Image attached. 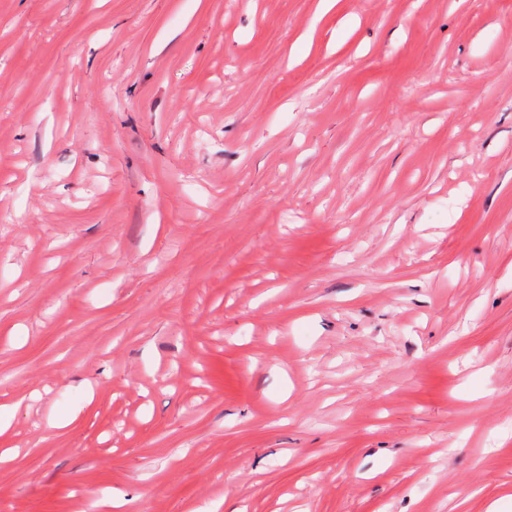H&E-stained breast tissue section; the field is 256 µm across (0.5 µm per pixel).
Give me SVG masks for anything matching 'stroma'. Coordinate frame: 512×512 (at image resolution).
<instances>
[{
    "label": "stroma",
    "mask_w": 512,
    "mask_h": 512,
    "mask_svg": "<svg viewBox=\"0 0 512 512\" xmlns=\"http://www.w3.org/2000/svg\"><path fill=\"white\" fill-rule=\"evenodd\" d=\"M2 405L0 512H512V0H0Z\"/></svg>",
    "instance_id": "1"
}]
</instances>
